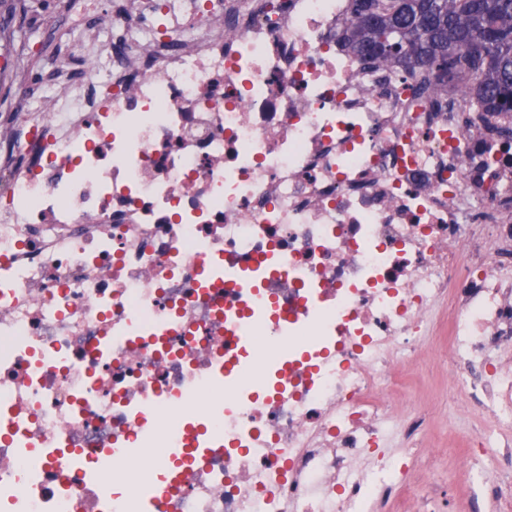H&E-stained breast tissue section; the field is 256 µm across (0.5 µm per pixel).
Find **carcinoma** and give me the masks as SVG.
<instances>
[{
  "label": "carcinoma",
  "mask_w": 512,
  "mask_h": 512,
  "mask_svg": "<svg viewBox=\"0 0 512 512\" xmlns=\"http://www.w3.org/2000/svg\"><path fill=\"white\" fill-rule=\"evenodd\" d=\"M340 35L363 61L470 74L478 109L512 111V0H351ZM390 54L370 47L383 35Z\"/></svg>",
  "instance_id": "1"
}]
</instances>
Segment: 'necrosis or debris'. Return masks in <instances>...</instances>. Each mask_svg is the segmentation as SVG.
<instances>
[{"mask_svg": "<svg viewBox=\"0 0 512 512\" xmlns=\"http://www.w3.org/2000/svg\"><path fill=\"white\" fill-rule=\"evenodd\" d=\"M347 8L85 0L86 71L0 120V512H376L441 355L512 425V113L364 65Z\"/></svg>", "mask_w": 512, "mask_h": 512, "instance_id": "obj_1", "label": "necrosis or debris"}]
</instances>
